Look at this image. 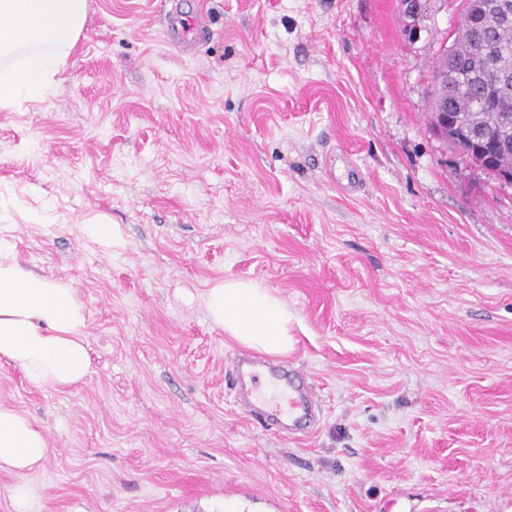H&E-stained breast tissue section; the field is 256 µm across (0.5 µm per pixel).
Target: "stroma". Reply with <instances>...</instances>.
I'll use <instances>...</instances> for the list:
<instances>
[{"label":"stroma","mask_w":512,"mask_h":512,"mask_svg":"<svg viewBox=\"0 0 512 512\" xmlns=\"http://www.w3.org/2000/svg\"><path fill=\"white\" fill-rule=\"evenodd\" d=\"M429 3L411 35L399 0H88L57 95L0 109V241L75 288L90 362L56 390L0 361L49 443L0 512L19 483L37 512H512V186L428 127L463 0ZM175 10L208 38L172 46ZM227 278L296 312L313 434L238 407Z\"/></svg>","instance_id":"1"}]
</instances>
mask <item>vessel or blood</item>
Returning a JSON list of instances; mask_svg holds the SVG:
<instances>
[{
  "instance_id": "vessel-or-blood-1",
  "label": "vessel or blood",
  "mask_w": 512,
  "mask_h": 512,
  "mask_svg": "<svg viewBox=\"0 0 512 512\" xmlns=\"http://www.w3.org/2000/svg\"><path fill=\"white\" fill-rule=\"evenodd\" d=\"M202 26L197 18L188 16L178 20L172 29L176 44L184 46L199 39ZM261 360L242 354L230 366L235 379L234 389L240 406L261 426L288 430L289 434L309 431L319 421V402L312 384L291 380L283 381L281 372H272L274 382H285L288 390L287 409L274 408L262 402L257 395Z\"/></svg>"
}]
</instances>
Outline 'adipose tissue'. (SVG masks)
<instances>
[{"instance_id":"ef3b65f1","label":"adipose tissue","mask_w":512,"mask_h":512,"mask_svg":"<svg viewBox=\"0 0 512 512\" xmlns=\"http://www.w3.org/2000/svg\"><path fill=\"white\" fill-rule=\"evenodd\" d=\"M87 0H0V107L47 101L60 85L65 57L75 49ZM216 326L241 346L283 356L293 348L295 315L272 289L228 278L204 298ZM86 319L76 291L34 273L0 245V358L33 385L66 388L88 373ZM48 454L43 430L18 409L0 404V469L31 471Z\"/></svg>"}]
</instances>
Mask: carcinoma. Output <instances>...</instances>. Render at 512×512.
<instances>
[{
    "mask_svg": "<svg viewBox=\"0 0 512 512\" xmlns=\"http://www.w3.org/2000/svg\"><path fill=\"white\" fill-rule=\"evenodd\" d=\"M485 4L481 24L461 19L454 59H448V48L441 49L432 74L429 110L439 99L446 104L459 129L446 143L462 155L469 149L463 135L495 131L504 115L512 116V87L499 83L501 71L512 68V23L500 22L502 15L512 16V0Z\"/></svg>",
    "mask_w": 512,
    "mask_h": 512,
    "instance_id": "1",
    "label": "carcinoma"
}]
</instances>
